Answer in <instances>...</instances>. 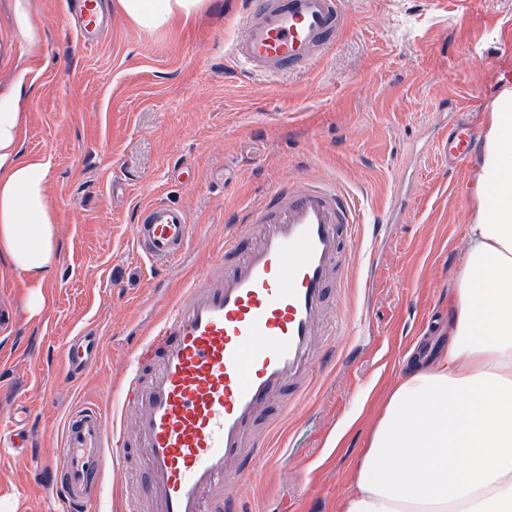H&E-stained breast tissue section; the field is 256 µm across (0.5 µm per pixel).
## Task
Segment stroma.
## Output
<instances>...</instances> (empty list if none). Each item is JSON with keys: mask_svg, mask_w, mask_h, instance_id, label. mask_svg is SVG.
<instances>
[{"mask_svg": "<svg viewBox=\"0 0 512 512\" xmlns=\"http://www.w3.org/2000/svg\"><path fill=\"white\" fill-rule=\"evenodd\" d=\"M111 26L86 44L65 0H0V99L21 96L23 154L49 163L58 256L43 282L0 258V424L32 411L33 456L0 447V512H57L33 465L57 458L75 401L112 414L130 363L129 330H149L179 288L224 246L233 219L296 177L331 179L366 218L353 242L373 265L330 293L338 360L274 430L288 453L260 463L241 512H336L365 440L336 430L411 350L445 346L448 287L479 207L476 162L449 170L438 143L457 121L482 132L512 90V0H344L345 28L310 69L240 78L230 57L242 0H209L189 20L146 32L105 0ZM166 201L195 226L188 253L157 273L136 251L142 209ZM104 336L78 380L63 351Z\"/></svg>", "mask_w": 512, "mask_h": 512, "instance_id": "stroma-1", "label": "stroma"}]
</instances>
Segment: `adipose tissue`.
<instances>
[{
  "label": "adipose tissue",
  "mask_w": 512,
  "mask_h": 512,
  "mask_svg": "<svg viewBox=\"0 0 512 512\" xmlns=\"http://www.w3.org/2000/svg\"><path fill=\"white\" fill-rule=\"evenodd\" d=\"M146 31L207 0H116ZM19 106L0 99V254L42 283L58 244L49 164L18 150ZM480 206L448 294V346L414 358L377 404L336 512H512V112L480 136Z\"/></svg>",
  "instance_id": "obj_1"
}]
</instances>
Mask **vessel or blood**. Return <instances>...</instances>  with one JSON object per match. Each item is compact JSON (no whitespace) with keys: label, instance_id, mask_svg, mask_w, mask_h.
Returning <instances> with one entry per match:
<instances>
[{"label":"vessel or blood","instance_id":"1","mask_svg":"<svg viewBox=\"0 0 512 512\" xmlns=\"http://www.w3.org/2000/svg\"><path fill=\"white\" fill-rule=\"evenodd\" d=\"M343 0H246L236 65L251 76H279L319 61L344 28ZM85 40L105 26L102 0H68ZM440 152L450 166L469 161L472 136L454 128ZM363 222L353 197L336 183L299 177L269 189L224 238V252L188 280L148 336L139 341L119 391L120 409L105 418L75 404L58 460L34 468L59 512H89L102 495L108 461L142 459L151 512H238L236 485L263 457L260 430L270 409L286 412L306 396L311 366L323 365L321 341L334 334L327 291L344 288ZM194 235L184 210L146 207L136 226L138 255L151 266L176 263ZM103 340L70 339L71 378L96 364ZM11 447L31 448L28 412L18 405L7 425Z\"/></svg>","mask_w":512,"mask_h":512}]
</instances>
